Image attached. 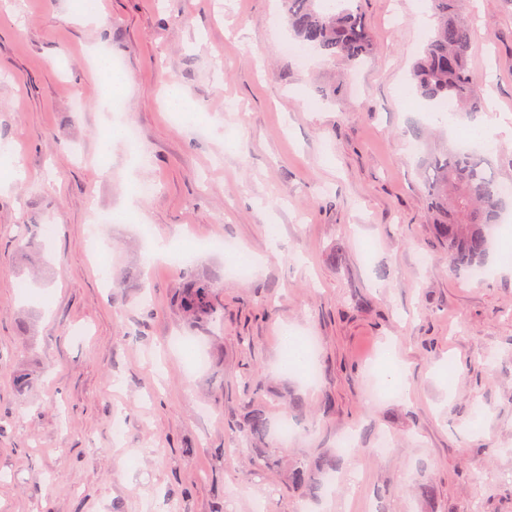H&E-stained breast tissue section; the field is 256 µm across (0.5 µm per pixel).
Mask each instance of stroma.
I'll use <instances>...</instances> for the list:
<instances>
[{"mask_svg":"<svg viewBox=\"0 0 512 512\" xmlns=\"http://www.w3.org/2000/svg\"><path fill=\"white\" fill-rule=\"evenodd\" d=\"M73 2L0 10V142L26 171L0 191V512H512V214L483 275L458 273L421 164L500 117L488 156L512 183V0H465L484 108L445 120L407 80L428 0H354L375 40L354 67L298 54L279 0H97L90 21ZM100 53L129 78L108 108ZM119 119L137 145L98 156ZM132 192L97 258L90 214ZM34 224L53 232L29 253ZM215 238L248 276L223 252L152 255ZM196 282L216 320L184 314ZM287 332L313 339L316 380L282 371ZM252 405L297 419L250 440L261 469L228 452ZM331 454L318 497L290 485Z\"/></svg>","mask_w":512,"mask_h":512,"instance_id":"1","label":"stroma"}]
</instances>
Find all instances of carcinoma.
I'll list each match as a JSON object with an SVG mask.
<instances>
[{"instance_id": "1", "label": "carcinoma", "mask_w": 512, "mask_h": 512, "mask_svg": "<svg viewBox=\"0 0 512 512\" xmlns=\"http://www.w3.org/2000/svg\"><path fill=\"white\" fill-rule=\"evenodd\" d=\"M281 0L294 36L322 55L342 58L355 66L374 46V37L351 0ZM433 28L410 72L418 96L431 107L446 104L454 111H479V77L469 64L473 27L462 14L463 0H430ZM425 187L431 200L433 224L441 240L448 244L453 266L471 273L484 268L493 247V231L512 206V196L502 193L485 155L453 144L428 154L422 160ZM215 285L202 283L186 289L182 307L191 320L213 317ZM246 435L265 438L273 424L265 410L249 408ZM336 470L329 456L320 471L298 463L289 481L299 490L316 491L323 485L321 475Z\"/></svg>"}]
</instances>
